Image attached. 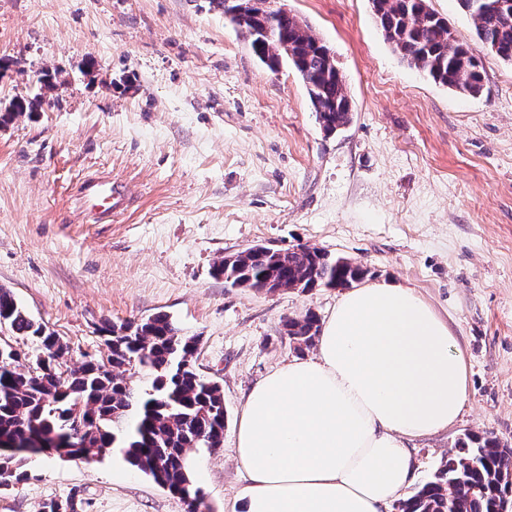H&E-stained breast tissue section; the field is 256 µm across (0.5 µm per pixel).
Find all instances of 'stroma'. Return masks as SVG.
I'll use <instances>...</instances> for the list:
<instances>
[{
	"label": "stroma",
	"mask_w": 512,
	"mask_h": 512,
	"mask_svg": "<svg viewBox=\"0 0 512 512\" xmlns=\"http://www.w3.org/2000/svg\"><path fill=\"white\" fill-rule=\"evenodd\" d=\"M334 53L353 118L322 131L291 66L271 71L208 0H0V103L55 90L0 124V288L68 345L63 369L106 361L104 324L169 315L199 336L195 368L224 388L221 448L188 460L212 512H236L244 398L310 357L282 334L342 291L234 288L215 263L258 244L317 247L412 288L448 322L469 396L410 444L409 498L467 433L512 444V63L484 57L480 97L434 83L385 40L370 0H280ZM40 93V92H39ZM89 177L123 185L104 214ZM0 512H188L119 452L38 456Z\"/></svg>",
	"instance_id": "35a3bbf8"
}]
</instances>
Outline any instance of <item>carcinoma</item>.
<instances>
[{
  "label": "carcinoma",
  "instance_id": "obj_1",
  "mask_svg": "<svg viewBox=\"0 0 512 512\" xmlns=\"http://www.w3.org/2000/svg\"><path fill=\"white\" fill-rule=\"evenodd\" d=\"M473 21L487 51L512 62V0L494 8L496 0H458ZM385 39L407 64L450 89L476 97L483 91V62L469 45L456 39L444 18L424 10L418 0H371ZM276 37L242 30L254 55L270 70L288 61L299 74L323 129L332 133L351 120V101L340 69L328 61V47L309 27L295 19L275 22ZM292 44V54L280 46ZM56 84L46 76L41 92L15 97L6 119L35 112L44 93ZM233 281L262 289L271 277L281 289L334 288L364 279L366 270L344 258L306 245L281 249L272 256L255 247L235 254ZM0 320L16 335L35 341L43 357L31 367L21 354L0 365V469L11 471L12 483L26 479L23 462L41 448L34 437L69 430L80 413L86 431L74 439L77 452L96 459L122 450L125 460L160 487L191 498L201 490L190 477L187 459L206 441L224 438V390L196 371L192 361L199 337L188 336L163 313L140 322L101 327L111 350L109 365L88 360L64 373L61 359L68 345L34 321L11 292L0 289ZM288 339L310 346L320 325L309 312L285 323ZM134 370L150 376L149 388L128 385L124 374ZM415 495L398 505V512H499L512 502V446L495 437L467 434Z\"/></svg>",
  "mask_w": 512,
  "mask_h": 512
}]
</instances>
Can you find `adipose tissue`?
<instances>
[{
	"instance_id": "obj_1",
	"label": "adipose tissue",
	"mask_w": 512,
	"mask_h": 512,
	"mask_svg": "<svg viewBox=\"0 0 512 512\" xmlns=\"http://www.w3.org/2000/svg\"><path fill=\"white\" fill-rule=\"evenodd\" d=\"M468 395L448 323L414 289L345 292L316 356L275 368L245 398L241 512H385L413 478L408 442L448 429Z\"/></svg>"
}]
</instances>
